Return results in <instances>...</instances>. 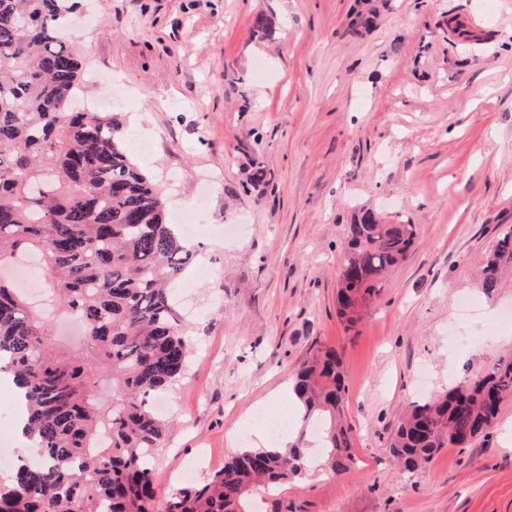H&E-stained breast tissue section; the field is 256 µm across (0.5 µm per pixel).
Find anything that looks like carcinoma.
Returning a JSON list of instances; mask_svg holds the SVG:
<instances>
[{"label": "carcinoma", "mask_w": 512, "mask_h": 512, "mask_svg": "<svg viewBox=\"0 0 512 512\" xmlns=\"http://www.w3.org/2000/svg\"><path fill=\"white\" fill-rule=\"evenodd\" d=\"M76 0H0V268L35 255L54 299L83 325L86 355L55 357L45 321L0 278V372L24 398L40 461L14 465L0 484V512H247L255 491L301 476L307 438L335 473L355 465L342 424L341 354L317 349L293 395L300 428L284 450L247 448L203 483L165 499L153 482L155 450L167 434L155 399L183 377L187 324L170 285L192 252L166 222L158 185L129 156L110 112L78 106L82 64L68 30ZM417 227L362 208L347 227L338 275V315L354 324L401 263ZM512 269V225L486 257V296ZM112 369V403L96 399L97 371ZM512 397V359L478 380L416 402L398 424L391 453L409 472L445 447L466 448L493 426Z\"/></svg>", "instance_id": "carcinoma-1"}]
</instances>
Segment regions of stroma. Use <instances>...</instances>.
<instances>
[{"mask_svg":"<svg viewBox=\"0 0 512 512\" xmlns=\"http://www.w3.org/2000/svg\"><path fill=\"white\" fill-rule=\"evenodd\" d=\"M71 45L92 99L163 192L194 214L175 284L192 356L169 391L160 497L293 409V378L336 348L356 465L312 463L262 512H512V399L487 436L422 470L390 454L418 401L512 354V275H476L512 225V0H94ZM273 22L271 35L254 20ZM416 224L406 260L352 326L336 310L347 226L361 208ZM51 344L77 354L48 291Z\"/></svg>","mask_w":512,"mask_h":512,"instance_id":"obj_1","label":"stroma"}]
</instances>
